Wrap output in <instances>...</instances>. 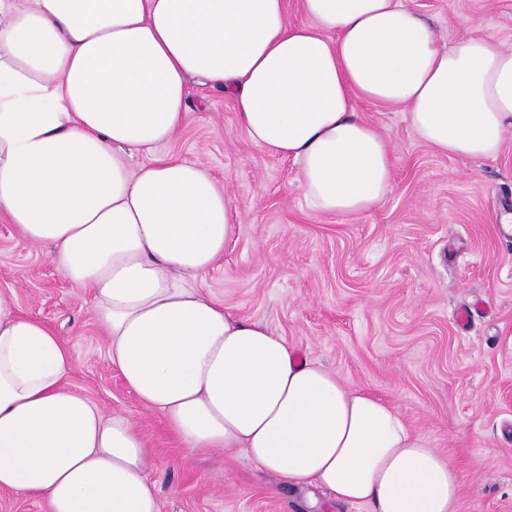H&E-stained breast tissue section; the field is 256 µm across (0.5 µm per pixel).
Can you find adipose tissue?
Listing matches in <instances>:
<instances>
[{
    "label": "adipose tissue",
    "instance_id": "adipose-tissue-1",
    "mask_svg": "<svg viewBox=\"0 0 512 512\" xmlns=\"http://www.w3.org/2000/svg\"><path fill=\"white\" fill-rule=\"evenodd\" d=\"M0 0V214L87 293L111 363L188 454L242 452L281 486L368 512H459L460 474L383 400L233 316L198 280L236 206L158 154L191 80L232 98L252 143L299 167L319 214L384 199L394 165L359 104L403 108L439 153L499 155L512 47L442 45L405 0ZM73 356L0 289V489L49 512H160L130 416L65 383Z\"/></svg>",
    "mask_w": 512,
    "mask_h": 512
}]
</instances>
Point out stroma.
Wrapping results in <instances>:
<instances>
[{
    "label": "stroma",
    "mask_w": 512,
    "mask_h": 512,
    "mask_svg": "<svg viewBox=\"0 0 512 512\" xmlns=\"http://www.w3.org/2000/svg\"><path fill=\"white\" fill-rule=\"evenodd\" d=\"M443 39L490 31L512 46V0H407ZM184 130L162 154L211 171L238 207L200 284L231 314L269 325L348 384L380 397L460 472L461 512H512V130L493 159L436 152L405 112L364 105L395 177L355 218L307 205L297 165L251 143L223 91L192 84ZM67 345L69 388L124 413L150 445L160 512H310L306 492L243 454L181 466V441L141 406L107 354L84 292L0 218V289Z\"/></svg>",
    "instance_id": "35a3bbf8"
}]
</instances>
